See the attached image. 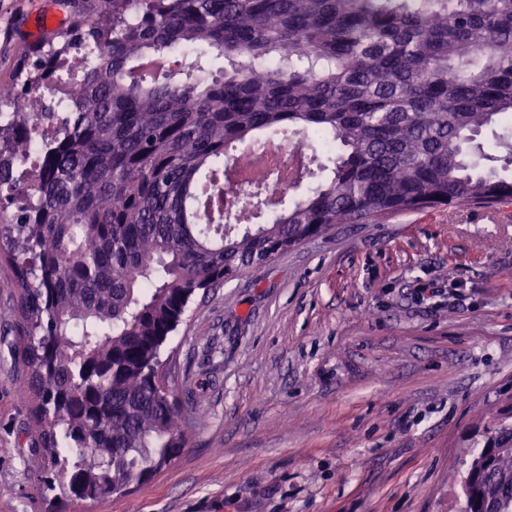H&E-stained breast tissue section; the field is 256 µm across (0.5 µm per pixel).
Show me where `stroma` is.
Masks as SVG:
<instances>
[{
    "label": "stroma",
    "instance_id": "1",
    "mask_svg": "<svg viewBox=\"0 0 512 512\" xmlns=\"http://www.w3.org/2000/svg\"><path fill=\"white\" fill-rule=\"evenodd\" d=\"M59 0H0V81ZM0 259V512H458L471 449L512 414V223L486 208L335 224L198 292L164 344L194 429L125 495L50 500L27 448Z\"/></svg>",
    "mask_w": 512,
    "mask_h": 512
}]
</instances>
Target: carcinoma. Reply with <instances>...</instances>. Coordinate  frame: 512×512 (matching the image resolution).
Wrapping results in <instances>:
<instances>
[{
  "mask_svg": "<svg viewBox=\"0 0 512 512\" xmlns=\"http://www.w3.org/2000/svg\"><path fill=\"white\" fill-rule=\"evenodd\" d=\"M0 83V213L43 488L98 501L151 480L189 443L192 410L159 353L200 290L333 224L512 204V0H101L66 16ZM224 58L213 70L211 53ZM83 102L32 167L30 76ZM502 127L488 152L478 141ZM306 137L293 205L236 211L238 146ZM341 153L319 162L315 139ZM460 512H512V423L473 453Z\"/></svg>",
  "mask_w": 512,
  "mask_h": 512,
  "instance_id": "obj_1",
  "label": "carcinoma"
}]
</instances>
